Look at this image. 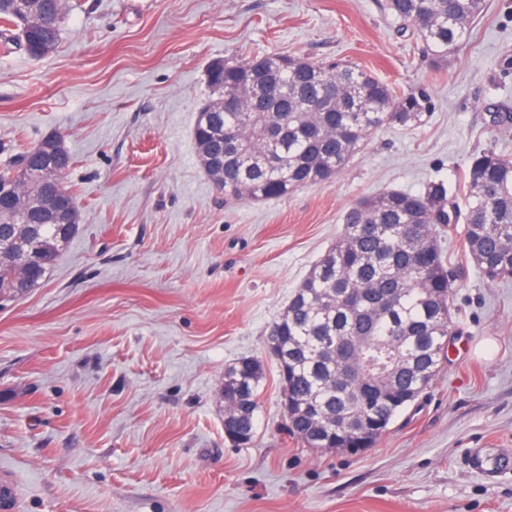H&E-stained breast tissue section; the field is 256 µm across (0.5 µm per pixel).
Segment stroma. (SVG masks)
Masks as SVG:
<instances>
[{
	"instance_id": "stroma-1",
	"label": "stroma",
	"mask_w": 512,
	"mask_h": 512,
	"mask_svg": "<svg viewBox=\"0 0 512 512\" xmlns=\"http://www.w3.org/2000/svg\"><path fill=\"white\" fill-rule=\"evenodd\" d=\"M56 50L0 49V169L61 132L78 229L54 270L0 301V472L18 512H512V281L437 227L457 322L432 389L362 453L290 436L271 325L360 199L512 157V0H487L436 64L386 0H66ZM257 54L354 63L429 107L384 126L334 179L259 202L205 175L194 125L207 67ZM262 360L256 437H224V369ZM468 462L471 468L476 471L484 472L489 476H494L498 470L508 466V461L505 459L496 460L476 449L469 453Z\"/></svg>"
}]
</instances>
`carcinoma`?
I'll list each match as a JSON object with an SVG mask.
<instances>
[{
  "label": "carcinoma",
  "mask_w": 512,
  "mask_h": 512,
  "mask_svg": "<svg viewBox=\"0 0 512 512\" xmlns=\"http://www.w3.org/2000/svg\"><path fill=\"white\" fill-rule=\"evenodd\" d=\"M387 9L408 22L436 63L460 49L486 0H387ZM31 15L44 20L26 31L13 0H0V23L13 27L4 37L10 50L27 41L52 53L67 13L62 0H31ZM208 84L224 111L197 122L203 170L223 155L236 184L224 185L232 200L260 201L319 185L337 176L383 126L412 127L422 121L428 99L401 91L349 64L324 65L301 57L255 55L208 68ZM279 133L269 135L268 119ZM242 130L250 151L265 158L242 171L237 152L222 150L214 131ZM64 142L48 136L0 171V187L33 196L34 173ZM464 221L463 240L477 271L490 283L512 279V159L494 150L470 158L464 206L433 180L416 192L390 190L367 197L344 215L336 242L294 289L274 323L281 357L276 359L288 391V434L309 448L359 452L372 448L395 420L432 387L452 329V288L434 226ZM26 221L21 213L0 214V236ZM77 225L41 224V260L25 278L0 262V294H26L44 280L58 258L61 241ZM349 378L342 388L333 378ZM263 364L243 358L224 373L225 395L241 389L245 402L235 411L241 446L255 439Z\"/></svg>",
  "instance_id": "1"
}]
</instances>
